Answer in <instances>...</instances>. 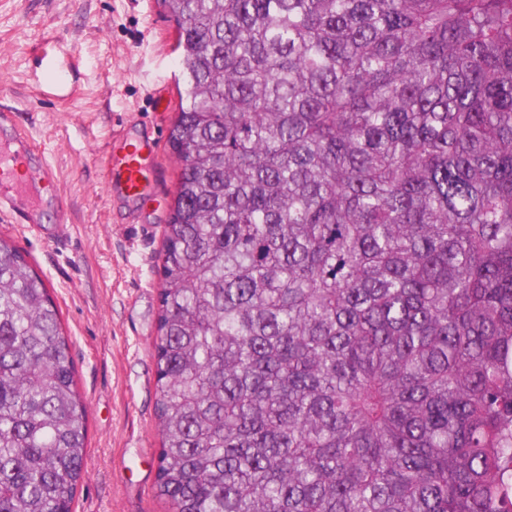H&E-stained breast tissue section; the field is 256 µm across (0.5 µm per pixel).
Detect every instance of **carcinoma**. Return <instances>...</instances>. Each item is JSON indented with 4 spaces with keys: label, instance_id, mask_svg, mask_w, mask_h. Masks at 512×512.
<instances>
[{
    "label": "carcinoma",
    "instance_id": "obj_1",
    "mask_svg": "<svg viewBox=\"0 0 512 512\" xmlns=\"http://www.w3.org/2000/svg\"><path fill=\"white\" fill-rule=\"evenodd\" d=\"M182 161L154 342L171 512H512V0H156ZM87 406L0 239V512Z\"/></svg>",
    "mask_w": 512,
    "mask_h": 512
}]
</instances>
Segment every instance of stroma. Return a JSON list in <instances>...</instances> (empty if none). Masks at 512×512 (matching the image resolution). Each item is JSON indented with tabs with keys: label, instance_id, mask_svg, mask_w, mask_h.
Segmentation results:
<instances>
[{
	"label": "stroma",
	"instance_id": "1",
	"mask_svg": "<svg viewBox=\"0 0 512 512\" xmlns=\"http://www.w3.org/2000/svg\"><path fill=\"white\" fill-rule=\"evenodd\" d=\"M174 21L155 0H0V106L59 172L39 230L0 222L55 303L88 407L87 465L72 512H171L156 495L154 341L163 227L180 173L168 144L179 110ZM74 93L46 99L42 58ZM157 138L144 205L111 206L104 156L128 128Z\"/></svg>",
	"mask_w": 512,
	"mask_h": 512
}]
</instances>
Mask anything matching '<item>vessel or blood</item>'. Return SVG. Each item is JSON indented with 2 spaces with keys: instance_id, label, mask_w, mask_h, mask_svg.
Wrapping results in <instances>:
<instances>
[{
  "instance_id": "b4317fda",
  "label": "vessel or blood",
  "mask_w": 512,
  "mask_h": 512,
  "mask_svg": "<svg viewBox=\"0 0 512 512\" xmlns=\"http://www.w3.org/2000/svg\"><path fill=\"white\" fill-rule=\"evenodd\" d=\"M155 143L147 136L110 149L105 155V166L110 174L108 193L115 200L137 202L147 197L154 184ZM25 160L38 169L41 190L16 178L17 160ZM58 174L26 135L0 141V219L12 224H37L41 211L47 206V194L55 192Z\"/></svg>"
}]
</instances>
